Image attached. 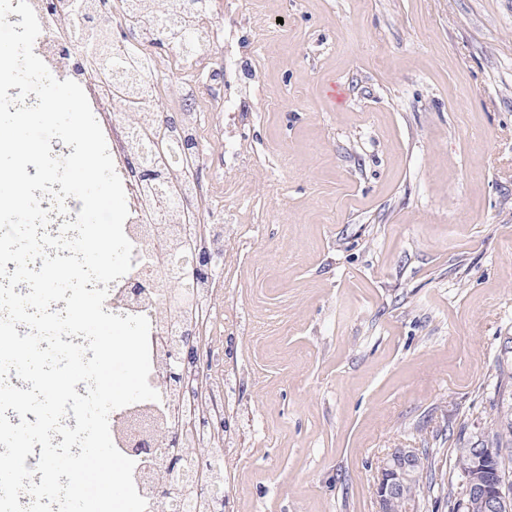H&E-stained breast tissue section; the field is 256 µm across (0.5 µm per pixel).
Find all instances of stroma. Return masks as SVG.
<instances>
[{"mask_svg": "<svg viewBox=\"0 0 512 512\" xmlns=\"http://www.w3.org/2000/svg\"><path fill=\"white\" fill-rule=\"evenodd\" d=\"M212 22L241 45L244 159L204 160L205 217L258 227L220 279L229 512H375L391 449L446 474L512 420V0H214Z\"/></svg>", "mask_w": 512, "mask_h": 512, "instance_id": "stroma-1", "label": "stroma"}]
</instances>
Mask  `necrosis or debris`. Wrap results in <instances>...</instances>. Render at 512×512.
Here are the masks:
<instances>
[{
	"instance_id": "necrosis-or-debris-1",
	"label": "necrosis or debris",
	"mask_w": 512,
	"mask_h": 512,
	"mask_svg": "<svg viewBox=\"0 0 512 512\" xmlns=\"http://www.w3.org/2000/svg\"><path fill=\"white\" fill-rule=\"evenodd\" d=\"M45 31L40 46L41 56L56 68H64L65 62L59 52L61 36L71 27L76 14L73 0H56L54 9H46L43 0H29ZM182 0H146L145 10L139 21H130L127 0H112V7L100 14L99 25L116 31L135 26L139 49L153 50L159 42L171 41L164 20L180 14ZM209 40L195 56V67L186 75L173 98L172 111L181 116L178 132L191 145L181 169L172 182L173 198L170 203H161L144 192L141 176L130 158L138 151L132 136L134 127L143 120H150L156 136H163L165 122L153 103L165 98L166 91L150 83L146 74L134 78L140 97L138 106H128L121 120H114L106 106L111 102L125 103L124 92L108 87L92 70L72 73L73 81L81 85L90 106L103 125L110 143L115 170L120 177L125 193L129 215L124 223V232L134 250L133 273L142 275L145 292L140 298L130 297L126 280L110 282L105 301L107 311L120 315H143L150 322V354L152 370L148 381L160 391L156 401L135 403L112 413V440L118 450L128 448L133 438L134 425L145 424L148 432L176 427L183 437V448H208L224 444V366L214 363L210 368H188L184 375V387L175 394L163 393L158 367L164 351L172 343L173 329L191 323L196 328L200 351L203 354L221 355L224 332L214 319L220 300L219 290L213 278L199 277L195 290L185 310L172 311L161 304V291L176 286L165 267V259L171 244L182 242L217 255H226L224 227L208 224L203 213L215 197V181H202L196 174L201 154L209 142H216L225 164L240 162L238 150L223 136L208 140L206 125L212 124L217 111H228L229 99L224 91V73L220 68L217 50L225 54L236 51L235 38L231 32L209 31Z\"/></svg>"
}]
</instances>
